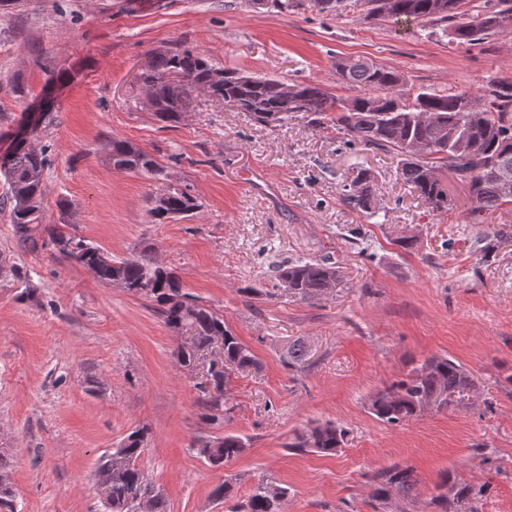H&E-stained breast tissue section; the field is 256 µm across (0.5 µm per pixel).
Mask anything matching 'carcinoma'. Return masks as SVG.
I'll return each mask as SVG.
<instances>
[{"instance_id": "cac0c4a2", "label": "carcinoma", "mask_w": 512, "mask_h": 512, "mask_svg": "<svg viewBox=\"0 0 512 512\" xmlns=\"http://www.w3.org/2000/svg\"><path fill=\"white\" fill-rule=\"evenodd\" d=\"M365 18L384 16L437 26L460 45L476 47L512 25V0H366ZM143 83L156 96L153 119L174 127L181 123L191 104L189 91H213L216 98L240 109L262 125L284 122L300 112L317 126L332 124L348 136L347 143L383 150L398 158V171L405 185L418 193L433 212L453 207L440 173L451 172L463 181L471 199L472 223H482V213L512 204V79L488 77L478 96L452 87L404 88L402 73L364 59L336 61L338 81L358 94L343 98L318 83H293L297 99L282 95L283 83L271 78L245 76L217 65L196 49H167L151 53L141 73ZM112 168L133 173L157 184L155 192L166 196L162 209H151L154 223L167 224L186 218L199 208L197 198L186 190L164 184L167 166L136 144L114 136L103 144ZM48 166L46 149L14 144L0 163V180L7 186L6 202L10 223L20 247L35 251L60 242L58 253L90 270L103 284L121 288L152 303L170 329L187 331L193 341L175 349L178 362L189 367L199 351L215 337L224 342V358L210 366L209 377L199 386L201 416L211 425L222 426L232 375L257 371L260 362L252 349L236 336L224 320V313L186 291L182 277L163 267L151 251L143 249L129 257L114 258L100 246L78 239L67 224H49L44 209L45 186L41 175ZM374 185L365 170L357 172L352 187L344 194L351 209L374 214ZM341 273L327 258L297 259L273 270V295L288 301L319 300L339 283ZM308 348L296 340L288 347L285 365L291 370L304 367ZM481 382L462 364L433 355L412 367L402 378L373 392L366 401L369 413L379 422L401 426L422 416L421 405L462 388L480 390ZM149 434L146 426L136 427L123 439L119 453L126 463L111 466V456L100 464L97 477L106 493L109 512H168L167 499L145 483L138 465ZM346 427L332 421H313L295 431L286 448L297 453L336 455L348 442ZM245 438L226 432L203 442L198 454L214 468L237 459L246 451ZM372 495L384 502L396 495H408L418 485L414 470L400 464L375 471L369 477ZM261 478L246 500L244 512H283L290 489ZM438 488L450 489L432 499L442 512H479L483 489L445 475Z\"/></svg>"}]
</instances>
